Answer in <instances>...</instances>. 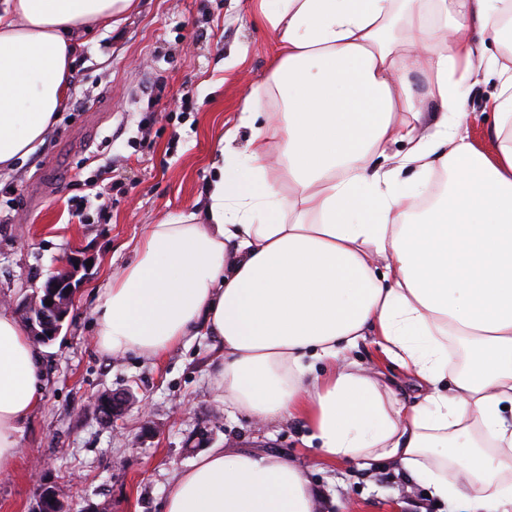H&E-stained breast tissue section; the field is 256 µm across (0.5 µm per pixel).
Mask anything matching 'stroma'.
<instances>
[{
    "mask_svg": "<svg viewBox=\"0 0 512 512\" xmlns=\"http://www.w3.org/2000/svg\"><path fill=\"white\" fill-rule=\"evenodd\" d=\"M270 35L254 0H139L116 32L97 29L77 55L70 98L44 142L0 171V305L39 291L80 256L76 302L55 339L39 346L41 405L24 425L21 456L0 472V512H34L43 485L65 493V512H164L174 474L197 457L191 440L287 457L318 492L316 512H472L466 499L436 503L428 489L380 461L368 469L318 462L299 419L261 424L225 406L213 381L218 343L200 336L159 359L99 350L95 290L131 258L146 225L193 209L210 157L239 104L263 86ZM497 84L469 95L472 142L488 148L484 103ZM109 167V184L95 185ZM350 358L373 367L400 400H420L416 379L371 341ZM136 402L114 423L96 412L105 392Z\"/></svg>",
    "mask_w": 512,
    "mask_h": 512,
    "instance_id": "stroma-1",
    "label": "stroma"
}]
</instances>
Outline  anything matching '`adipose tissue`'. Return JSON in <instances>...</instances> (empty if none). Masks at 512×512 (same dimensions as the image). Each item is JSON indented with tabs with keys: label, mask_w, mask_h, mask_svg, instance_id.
<instances>
[{
	"label": "adipose tissue",
	"mask_w": 512,
	"mask_h": 512,
	"mask_svg": "<svg viewBox=\"0 0 512 512\" xmlns=\"http://www.w3.org/2000/svg\"><path fill=\"white\" fill-rule=\"evenodd\" d=\"M138 0H0V169L41 144L69 99L79 38ZM274 41L268 86L221 135L196 211L149 225L97 289L112 356L165 355L205 334L225 405L302 418L326 462L393 461L432 496L512 506V0H256ZM497 77L488 149L469 91ZM432 82L426 113L410 74ZM411 178H404V171ZM290 193H282V183ZM372 339L424 395L402 402L347 352ZM45 378L0 309V472L21 452ZM280 455L212 448L165 512H315Z\"/></svg>",
	"instance_id": "adipose-tissue-1"
}]
</instances>
